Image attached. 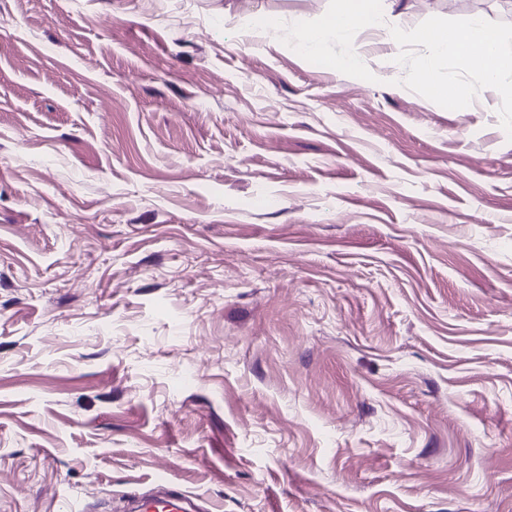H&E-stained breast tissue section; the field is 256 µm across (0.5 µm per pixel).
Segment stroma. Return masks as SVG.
<instances>
[{
	"label": "stroma",
	"instance_id": "1",
	"mask_svg": "<svg viewBox=\"0 0 512 512\" xmlns=\"http://www.w3.org/2000/svg\"><path fill=\"white\" fill-rule=\"evenodd\" d=\"M332 6L0 0V512H512V8ZM373 0H336L334 8L320 25L304 28L297 47L306 54H321L330 40H338L356 27L372 28L378 24L380 12ZM424 38L433 57L472 59L482 67L488 84L512 87V47L504 42L490 18L475 16L457 28L439 26ZM196 496L167 483H159L149 495L134 497L131 512H203Z\"/></svg>",
	"mask_w": 512,
	"mask_h": 512
}]
</instances>
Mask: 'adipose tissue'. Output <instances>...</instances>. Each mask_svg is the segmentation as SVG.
<instances>
[{
  "instance_id": "1",
  "label": "adipose tissue",
  "mask_w": 512,
  "mask_h": 512,
  "mask_svg": "<svg viewBox=\"0 0 512 512\" xmlns=\"http://www.w3.org/2000/svg\"><path fill=\"white\" fill-rule=\"evenodd\" d=\"M379 17L374 0H335L320 25L301 31L297 47L306 54L322 53L328 41L340 39L356 27H375ZM425 40L432 56L473 60L481 66L488 84L512 87V46L504 42L490 18L476 16L457 28L436 27L426 33Z\"/></svg>"
}]
</instances>
